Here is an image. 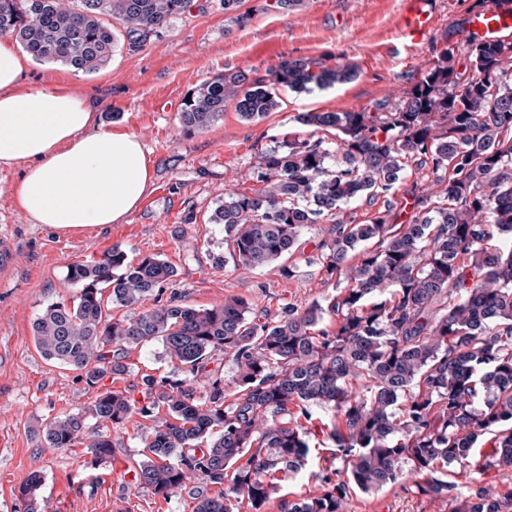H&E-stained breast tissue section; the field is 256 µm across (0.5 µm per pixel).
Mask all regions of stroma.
<instances>
[{"label":"stroma","instance_id":"1","mask_svg":"<svg viewBox=\"0 0 512 512\" xmlns=\"http://www.w3.org/2000/svg\"><path fill=\"white\" fill-rule=\"evenodd\" d=\"M472 2L438 0L433 37L418 50L396 38L402 0H294L286 10L275 8L273 0H242L232 12L218 0H194L189 12L141 47L130 48L118 37L110 63L98 73L28 62L24 87L68 85L98 102L104 129L137 136L151 159L153 180L124 223L61 232L31 223L17 209L20 171L0 168V234L11 239L19 255L17 266L0 279V512H24L19 488L34 473L43 477L50 512H193L200 489L196 481L168 497L128 481L142 459L145 421L140 417L120 429L89 421V434L115 444L111 461L96 469L85 446L56 449L42 440L47 422L89 406L107 389L136 396L143 375H174L161 345L130 350L122 378L107 375L90 385L78 372L40 356L34 320L48 303L75 294L66 280L70 264L99 259L116 244L131 255L157 254L168 261L176 270L168 292L196 308L236 295L274 319L288 304L335 294L337 281L316 262L310 244L303 254L251 273L217 266L224 228L209 217L225 193L257 190V152L272 147L273 137L300 132L298 113L369 109L414 85ZM287 57L314 58L328 66L350 62L358 75L308 92L280 89L279 108L258 123L243 122L230 105L206 131L182 132L178 114L193 88L225 71L263 77ZM289 266L290 278L283 274ZM336 467L328 447L312 450L305 468L283 482L265 512H281L283 501L319 493L322 475ZM348 512H450V504L420 494L408 481L356 493Z\"/></svg>","mask_w":512,"mask_h":512}]
</instances>
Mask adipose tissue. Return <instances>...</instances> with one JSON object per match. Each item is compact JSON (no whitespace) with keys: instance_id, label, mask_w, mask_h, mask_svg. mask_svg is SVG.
I'll use <instances>...</instances> for the list:
<instances>
[{"instance_id":"adipose-tissue-1","label":"adipose tissue","mask_w":512,"mask_h":512,"mask_svg":"<svg viewBox=\"0 0 512 512\" xmlns=\"http://www.w3.org/2000/svg\"><path fill=\"white\" fill-rule=\"evenodd\" d=\"M24 68L0 38V167L22 170L14 189L19 209L64 231L124 222L151 186L142 144L102 129L97 104L67 86L24 88Z\"/></svg>"}]
</instances>
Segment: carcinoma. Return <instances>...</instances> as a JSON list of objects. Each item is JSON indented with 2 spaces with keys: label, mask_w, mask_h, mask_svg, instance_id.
<instances>
[{
  "label": "carcinoma",
  "mask_w": 512,
  "mask_h": 512,
  "mask_svg": "<svg viewBox=\"0 0 512 512\" xmlns=\"http://www.w3.org/2000/svg\"><path fill=\"white\" fill-rule=\"evenodd\" d=\"M194 6L193 0H0V34L36 61L95 73L112 59L122 27L129 46ZM411 89L375 110L301 112L306 135L285 136L257 153L252 194L229 192L209 221L224 225L219 265L250 273L295 254L314 226L332 222L315 243L322 269L342 287L276 320L231 296L195 308L162 300L176 270L156 255L128 256L119 245L100 259L68 266L80 289L47 305L33 323L37 352L98 383L123 376L132 348L161 344L182 378H141L142 399L108 390L85 409L42 430L52 448L84 445L94 468L112 458V441L86 435L92 418L123 427L151 421L142 438L136 487L165 497L193 479L219 487L194 512H263L278 475L308 462L315 422L323 425L346 478L321 477L322 490L283 503V512H347L358 491L413 480L446 498L452 512H512V488L484 481L460 497L453 477L473 467L512 470V41H452ZM357 75L352 63L283 59L266 78L220 73L191 92L178 121L202 132L232 103L245 122L279 107V88L308 92ZM336 138V147L321 133ZM429 172L411 192L410 224L393 223L406 163ZM384 199L364 224L338 218L342 206ZM116 308L104 306L102 292ZM334 325H328L329 321ZM222 354L235 366L227 382L207 371ZM202 385L203 393L197 392ZM234 400L226 402V388ZM491 436L478 461L472 450ZM42 478L20 488L27 512H47Z\"/></svg>",
  "instance_id": "cac0c4a2"
}]
</instances>
